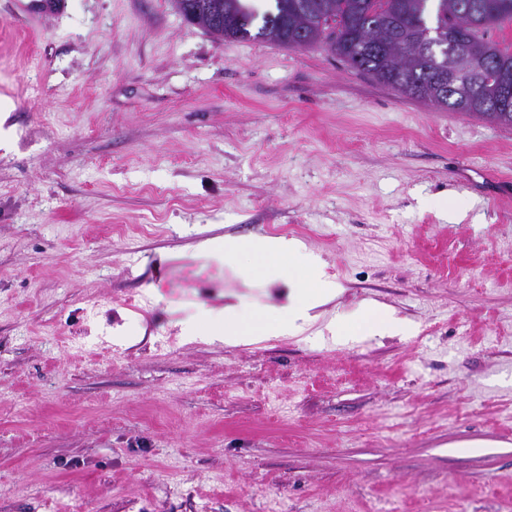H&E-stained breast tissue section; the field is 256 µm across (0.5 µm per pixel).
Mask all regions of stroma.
Segmentation results:
<instances>
[{"mask_svg": "<svg viewBox=\"0 0 512 512\" xmlns=\"http://www.w3.org/2000/svg\"><path fill=\"white\" fill-rule=\"evenodd\" d=\"M0 126V512H512V126L172 0H0ZM250 236L339 296L185 342ZM327 327L336 338L390 333L402 329L396 319L378 306L360 307L349 314L339 315Z\"/></svg>", "mask_w": 512, "mask_h": 512, "instance_id": "1", "label": "stroma"}]
</instances>
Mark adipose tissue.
I'll use <instances>...</instances> for the list:
<instances>
[{"label":"adipose tissue","mask_w":512,"mask_h":512,"mask_svg":"<svg viewBox=\"0 0 512 512\" xmlns=\"http://www.w3.org/2000/svg\"><path fill=\"white\" fill-rule=\"evenodd\" d=\"M197 255L218 263L245 257L246 265L235 267L233 273L249 289L267 288L283 281L284 264L288 261L305 270L307 285L292 290L281 303H249L236 294L224 306L207 308L180 320L183 334L192 340L250 345L273 336L293 334L301 329L311 309L335 298L338 292L334 283L320 278L316 260L298 242L285 237L257 236L232 245L209 239L198 245ZM400 328V323L378 306L358 308L337 316L328 325L337 338L390 333Z\"/></svg>","instance_id":"adipose-tissue-1"}]
</instances>
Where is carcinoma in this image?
<instances>
[{
	"label": "carcinoma",
	"mask_w": 512,
	"mask_h": 512,
	"mask_svg": "<svg viewBox=\"0 0 512 512\" xmlns=\"http://www.w3.org/2000/svg\"><path fill=\"white\" fill-rule=\"evenodd\" d=\"M194 0H174L177 11L219 40L260 39L288 48L330 47L331 53L376 82L403 95L453 111L435 99L442 75L460 83L461 98L475 102L492 94L501 72L468 70L456 75L460 57L495 56L512 73V44L485 36L512 20V0H272L263 14L247 0H212L216 13L199 16Z\"/></svg>",
	"instance_id": "1"
}]
</instances>
